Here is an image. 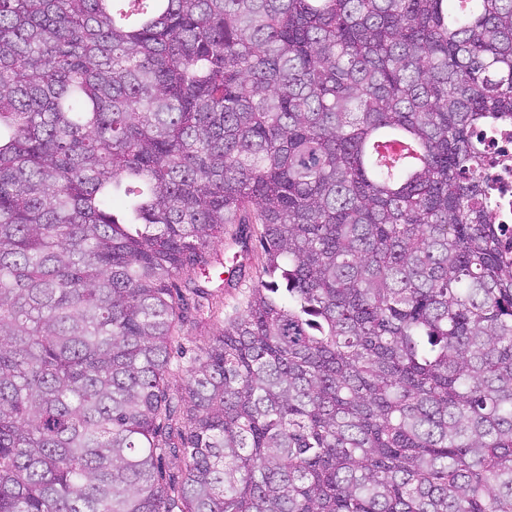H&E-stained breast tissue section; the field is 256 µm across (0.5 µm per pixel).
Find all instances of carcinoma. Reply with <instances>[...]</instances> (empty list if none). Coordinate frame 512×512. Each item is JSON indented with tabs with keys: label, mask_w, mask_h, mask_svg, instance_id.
I'll list each match as a JSON object with an SVG mask.
<instances>
[{
	"label": "carcinoma",
	"mask_w": 512,
	"mask_h": 512,
	"mask_svg": "<svg viewBox=\"0 0 512 512\" xmlns=\"http://www.w3.org/2000/svg\"><path fill=\"white\" fill-rule=\"evenodd\" d=\"M510 121L512 0H0V512H512ZM476 136L489 160L485 189L494 203V221L499 224L509 255L512 242V124L481 129ZM240 250L236 244H233L230 240L225 239L223 241L216 242L211 247L210 253L212 256L218 255L223 266H218L214 270L210 271L209 279H205L200 274L194 275L193 277L208 288L214 295L215 301L220 306V311L216 317L203 319H197L194 323H188L183 328V347L184 353L182 362L184 366H188L191 360L196 357L205 343L210 339L217 336L222 329H224V322L235 316L239 311L242 310L241 305V293L246 291L252 284L251 276L252 270L249 269V265L245 268V277L241 279L242 285L240 288H227L224 284V279L228 276V271L233 269L241 263V258L238 257L237 252ZM223 273V274H221ZM209 280V282H207Z\"/></svg>",
	"instance_id": "1"
}]
</instances>
